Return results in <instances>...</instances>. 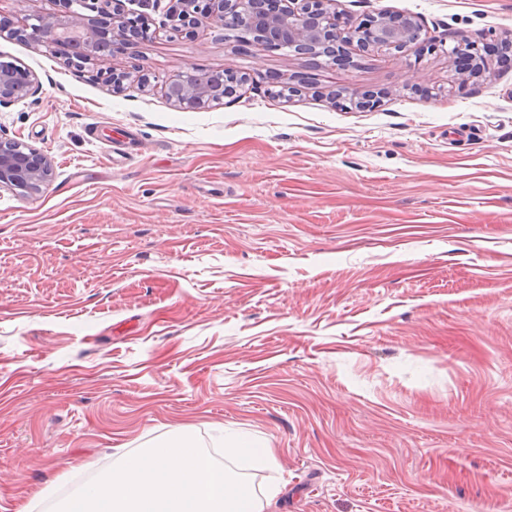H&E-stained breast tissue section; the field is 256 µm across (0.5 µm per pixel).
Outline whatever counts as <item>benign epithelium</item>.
I'll use <instances>...</instances> for the list:
<instances>
[{
	"instance_id": "obj_1",
	"label": "benign epithelium",
	"mask_w": 512,
	"mask_h": 512,
	"mask_svg": "<svg viewBox=\"0 0 512 512\" xmlns=\"http://www.w3.org/2000/svg\"><path fill=\"white\" fill-rule=\"evenodd\" d=\"M64 11L56 15L26 14L14 34L46 44L55 50L77 54L89 63L105 47L111 56L123 54L126 46L149 38L142 17L114 11L96 21L78 9L100 10L111 0H60ZM336 0H169L170 29L194 37L201 31L226 26L236 15L239 27L266 48L287 49L298 55L326 56L346 61L347 49L362 52L380 48L401 50L419 40L421 27L410 14L380 13L354 25L336 11ZM248 77L225 69L202 72L193 66L182 70L164 85V94L182 109H200L236 94ZM39 87L29 69L0 68V104L24 97ZM52 176L51 161L37 149L12 139L0 138V188L37 190Z\"/></svg>"
}]
</instances>
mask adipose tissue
<instances>
[{"label":"adipose tissue","mask_w":512,"mask_h":512,"mask_svg":"<svg viewBox=\"0 0 512 512\" xmlns=\"http://www.w3.org/2000/svg\"><path fill=\"white\" fill-rule=\"evenodd\" d=\"M89 501L105 512H264L266 506L186 434L128 458L91 489Z\"/></svg>","instance_id":"adipose-tissue-1"}]
</instances>
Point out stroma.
Listing matches in <instances>:
<instances>
[{"instance_id": "35a3bbf8", "label": "stroma", "mask_w": 512, "mask_h": 512, "mask_svg": "<svg viewBox=\"0 0 512 512\" xmlns=\"http://www.w3.org/2000/svg\"><path fill=\"white\" fill-rule=\"evenodd\" d=\"M158 2L122 0L152 38L114 62L0 32L40 82L0 137L53 167L0 189V512H74L176 430L274 449L222 461L266 512H512V64L450 53L511 36L512 0H337L436 46L346 67L175 35ZM188 66L250 80L186 110ZM226 450L234 455L243 468H250L254 465L268 464L272 461L273 452L271 448H242L237 445L226 446Z\"/></svg>"}]
</instances>
